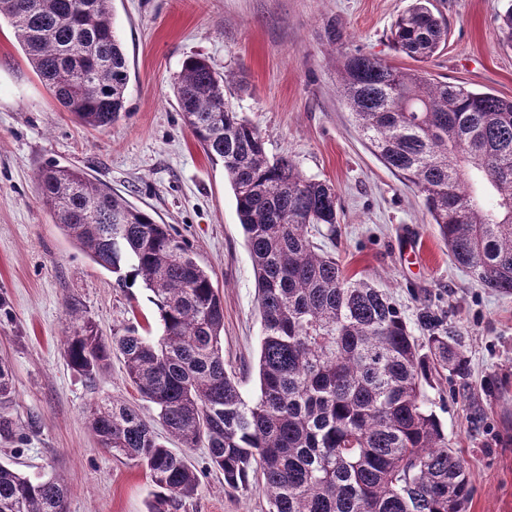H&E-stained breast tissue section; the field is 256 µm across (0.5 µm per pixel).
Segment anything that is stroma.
I'll list each match as a JSON object with an SVG mask.
<instances>
[{"label":"stroma","instance_id":"stroma-1","mask_svg":"<svg viewBox=\"0 0 512 512\" xmlns=\"http://www.w3.org/2000/svg\"><path fill=\"white\" fill-rule=\"evenodd\" d=\"M506 0H433L446 45L426 65L434 78L512 98V48L497 20ZM409 0H112L126 55V110L112 126L85 127L30 65L9 22H0V358L13 370L0 462L33 476L64 475L68 512H147L143 469L101 448L85 411L100 397L154 410L120 356L91 383L67 364L69 305L102 335L136 327L158 335L142 282L119 285L55 224L35 173L76 166L172 225L212 275L224 301V365L245 400L260 392L261 321L256 278L222 163L211 161L179 110L173 86L184 61L201 57L224 78L228 101L262 134L268 156H291L338 193L340 222L326 243L348 275L385 289L413 334L430 308L464 338L468 379L435 378L427 396L466 463L469 512H512V294L482 286L448 255L415 188L364 145L338 91L339 27L349 46L416 68L390 31ZM200 486L177 512H267L257 480L225 487L206 448L186 450Z\"/></svg>","mask_w":512,"mask_h":512}]
</instances>
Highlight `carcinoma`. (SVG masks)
<instances>
[{
  "label": "carcinoma",
  "instance_id": "1",
  "mask_svg": "<svg viewBox=\"0 0 512 512\" xmlns=\"http://www.w3.org/2000/svg\"><path fill=\"white\" fill-rule=\"evenodd\" d=\"M112 0H0L27 59L82 125L109 126L125 111L128 66ZM339 45L340 93L378 159L422 195L452 260L485 287L512 293V98L439 82ZM448 28L431 0H412L394 21L391 46L433 58ZM195 140L230 181L257 278L262 336L260 393L242 397L224 366V304L210 272L169 224L91 180L51 163L39 200L64 234L121 283L152 293L160 335L128 329L107 341L75 320L63 348L88 381L112 353L184 448H207L231 490L260 477L268 512H467L465 461L428 406L423 386L467 375L458 337L421 319L411 334L388 293L347 275L312 232L336 235L333 186L304 176L286 155L268 157L260 131L224 98V77L205 59L183 63L174 85ZM13 375L0 358V409ZM100 447L141 466L152 486L148 512H174L200 480L139 409L106 398L87 415ZM70 485L0 463V512H67Z\"/></svg>",
  "mask_w": 512,
  "mask_h": 512
}]
</instances>
